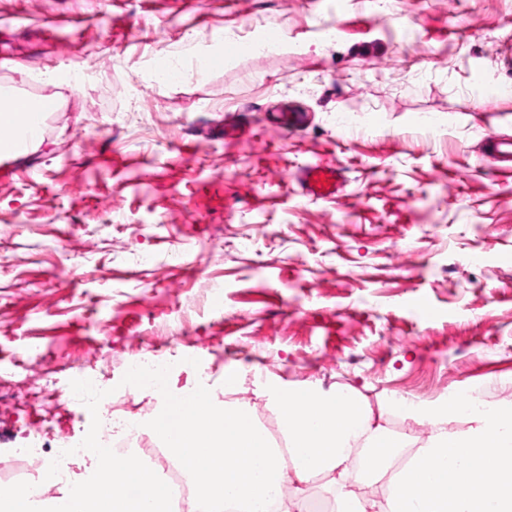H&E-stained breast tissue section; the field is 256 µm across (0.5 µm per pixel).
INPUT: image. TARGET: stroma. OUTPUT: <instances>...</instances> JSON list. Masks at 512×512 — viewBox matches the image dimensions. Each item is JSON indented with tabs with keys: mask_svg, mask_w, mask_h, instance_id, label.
<instances>
[{
	"mask_svg": "<svg viewBox=\"0 0 512 512\" xmlns=\"http://www.w3.org/2000/svg\"><path fill=\"white\" fill-rule=\"evenodd\" d=\"M268 29L275 54L154 80ZM510 46L512 0H0V88L62 93L0 166V448L55 428L46 362L112 392L65 416L84 441L196 386L270 433L294 389L511 405L512 173L480 151L512 137ZM316 162L340 195H303ZM139 345L175 364L164 399L125 392Z\"/></svg>",
	"mask_w": 512,
	"mask_h": 512,
	"instance_id": "35a3bbf8",
	"label": "stroma"
}]
</instances>
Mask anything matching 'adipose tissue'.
Wrapping results in <instances>:
<instances>
[{"mask_svg":"<svg viewBox=\"0 0 512 512\" xmlns=\"http://www.w3.org/2000/svg\"><path fill=\"white\" fill-rule=\"evenodd\" d=\"M34 115L8 97L0 107V143L27 139ZM282 443L255 423L248 406L178 399L158 409L151 427L197 493L190 512H304L284 483L331 476L332 512H512V406L474 413L466 429H449L451 406L388 399L370 408L349 391L291 394L277 401ZM414 412L430 428L415 439L383 421L386 410ZM86 453L98 463L92 485L75 484L60 498L67 512H172L173 497L130 449L108 460L98 442ZM381 483L383 497L361 496L360 484Z\"/></svg>","mask_w":512,"mask_h":512,"instance_id":"1","label":"adipose tissue"}]
</instances>
